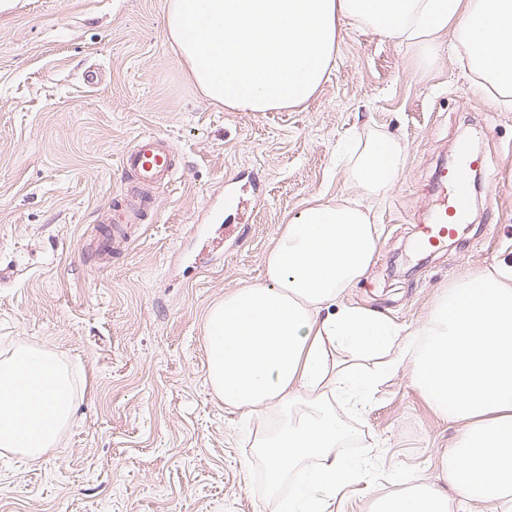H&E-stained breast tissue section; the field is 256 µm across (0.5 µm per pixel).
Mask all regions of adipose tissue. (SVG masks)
I'll list each match as a JSON object with an SVG mask.
<instances>
[{"label": "adipose tissue", "mask_w": 512, "mask_h": 512, "mask_svg": "<svg viewBox=\"0 0 512 512\" xmlns=\"http://www.w3.org/2000/svg\"><path fill=\"white\" fill-rule=\"evenodd\" d=\"M451 52L475 89L512 101V0H168L170 47L211 102L243 112L306 103L336 65L344 27ZM405 149L380 131L345 151L359 197L312 203L282 227L264 282L226 293L205 317L206 381L245 411L274 512H328L372 482L375 458L343 454L352 418L391 375L408 372L431 410L458 427L437 481L393 477L368 512H512V266L464 274L440 289L413 331L343 303L366 275L380 236L370 206L403 171ZM68 364L16 344L0 353V450L26 460L57 447L77 405Z\"/></svg>", "instance_id": "1"}]
</instances>
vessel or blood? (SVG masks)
Masks as SVG:
<instances>
[{"label":"vessel or blood","mask_w":512,"mask_h":512,"mask_svg":"<svg viewBox=\"0 0 512 512\" xmlns=\"http://www.w3.org/2000/svg\"><path fill=\"white\" fill-rule=\"evenodd\" d=\"M460 164L440 173L442 189L435 201L430 220L417 229V249L438 253L458 236L468 221L471 187L468 175L484 165L482 154L465 143L459 144ZM121 167L131 186V194L123 208L124 216L137 214L139 206L151 199L155 189L176 182L179 170L170 142L155 134L138 136L122 155Z\"/></svg>","instance_id":"1"}]
</instances>
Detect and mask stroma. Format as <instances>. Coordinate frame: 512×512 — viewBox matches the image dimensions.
<instances>
[{
  "instance_id": "obj_1",
  "label": "stroma",
  "mask_w": 512,
  "mask_h": 512,
  "mask_svg": "<svg viewBox=\"0 0 512 512\" xmlns=\"http://www.w3.org/2000/svg\"><path fill=\"white\" fill-rule=\"evenodd\" d=\"M166 0H18L0 12V350L24 343L77 369L72 426L38 461L0 451V512H262L264 464L243 411L205 381L204 320L226 293L264 280L263 259L306 204L356 191L336 145L369 126L405 165L376 201L373 263L344 303L416 328L440 288L512 265V105L479 98L446 45L417 49L345 28L336 67L306 103L238 112L206 99L168 45ZM142 133L172 141L181 178L142 206L139 238L99 259L122 213L123 152ZM475 136L487 161L467 230L445 254L417 252L433 174ZM236 178L249 201L205 205ZM224 227L207 253L197 223ZM379 456L332 512H366L393 471L435 478L456 430L408 374L387 380L358 426Z\"/></svg>"
}]
</instances>
